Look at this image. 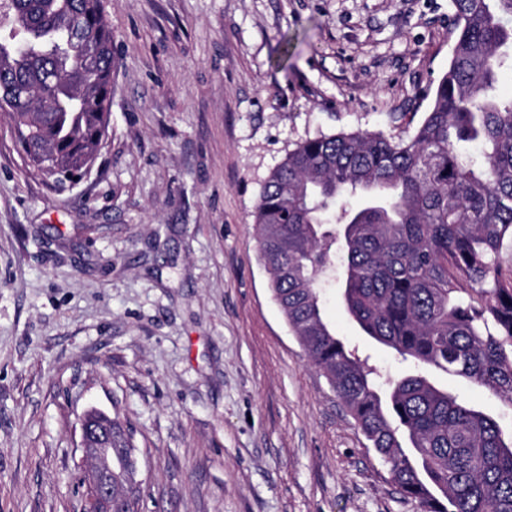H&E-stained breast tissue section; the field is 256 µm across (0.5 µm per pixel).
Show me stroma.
I'll return each instance as SVG.
<instances>
[{
  "label": "stroma",
  "instance_id": "obj_1",
  "mask_svg": "<svg viewBox=\"0 0 512 512\" xmlns=\"http://www.w3.org/2000/svg\"><path fill=\"white\" fill-rule=\"evenodd\" d=\"M112 117L52 185L0 113V512H80V414L119 412L142 512H418L292 335L254 224L288 152L405 135L455 41L450 0H103ZM327 321L370 366L336 280ZM433 380L512 425L464 379Z\"/></svg>",
  "mask_w": 512,
  "mask_h": 512
}]
</instances>
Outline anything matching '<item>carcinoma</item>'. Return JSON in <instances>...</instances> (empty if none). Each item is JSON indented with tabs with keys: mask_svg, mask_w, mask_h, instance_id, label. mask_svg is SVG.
Instances as JSON below:
<instances>
[{
	"mask_svg": "<svg viewBox=\"0 0 512 512\" xmlns=\"http://www.w3.org/2000/svg\"><path fill=\"white\" fill-rule=\"evenodd\" d=\"M452 6L448 69L414 131L299 143L254 216L292 334L400 493L420 512H512V432L428 377L440 370L512 405V97L496 89L512 70V0ZM112 68L102 0H0V112L30 166L51 151L56 183L79 178L108 133ZM341 196L360 204L340 209L337 231L323 213ZM334 272L353 322L412 373L384 378L347 350L321 304ZM112 444L134 447L116 414ZM133 479L115 468V493Z\"/></svg>",
	"mask_w": 512,
	"mask_h": 512,
	"instance_id": "1",
	"label": "carcinoma"
}]
</instances>
